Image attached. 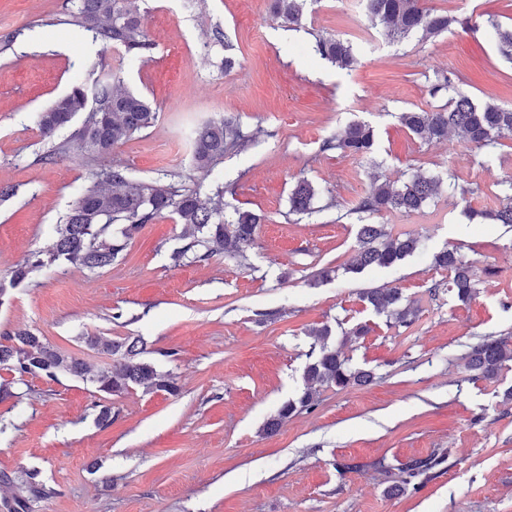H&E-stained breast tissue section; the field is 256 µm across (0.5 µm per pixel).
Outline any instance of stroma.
<instances>
[{
	"instance_id": "1",
	"label": "stroma",
	"mask_w": 512,
	"mask_h": 512,
	"mask_svg": "<svg viewBox=\"0 0 512 512\" xmlns=\"http://www.w3.org/2000/svg\"><path fill=\"white\" fill-rule=\"evenodd\" d=\"M429 8L480 16L461 30L399 44L375 37L361 0H318L305 29L289 31L270 0H145L152 49L122 63L120 51L69 21V0H0V278L49 252L55 227L95 172L120 166L135 181L168 183L265 217L246 259L216 255L174 264L182 227L164 214L131 239L123 259L91 272L67 262L38 270L0 298V335L28 331L91 364L87 335L144 339L147 358L171 372L178 394L103 397L62 376L27 377L0 400V512L17 483L38 470L50 493L30 512H512V365L498 380L469 381L463 355L488 336H512V229L470 220L467 208L495 209L512 178L505 162L449 138L426 144L398 115L428 108L427 79L453 71L476 101L512 103V62L486 24H512V0H426ZM222 28L227 43L214 40ZM348 38L360 63L337 70L312 49L316 36ZM235 66L225 70V56ZM119 73L159 112L153 127L97 155L69 144L55 162L35 116L78 81ZM234 117L247 148L197 169L190 126ZM371 123L373 156L322 151L352 121ZM415 168L442 177L441 195L423 211L385 214L380 223L422 239L424 248L386 270L349 272L357 248L348 211L372 175L396 180ZM321 190L312 216L289 212L299 177ZM476 187L468 199L452 182ZM462 245L482 286L461 304L432 268L433 252ZM331 269L327 280L311 276ZM401 289L417 309L409 328L391 325L362 299L370 288ZM363 323L365 336H348ZM329 325V346L372 369L366 386L320 388L313 410L269 434L265 423L303 388L310 328ZM112 407L98 423L97 406ZM444 455L434 477L402 490L405 463Z\"/></svg>"
}]
</instances>
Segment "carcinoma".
I'll use <instances>...</instances> for the list:
<instances>
[{
    "mask_svg": "<svg viewBox=\"0 0 512 512\" xmlns=\"http://www.w3.org/2000/svg\"><path fill=\"white\" fill-rule=\"evenodd\" d=\"M140 0H71L75 11L70 14L74 25L81 27L107 45L122 47L129 59L143 57L151 50L143 26ZM317 0H271L273 14L286 27L298 29L309 8ZM372 26L378 27L390 43L420 34L423 39L448 32L460 26L468 31L478 25L459 19L444 11L424 7L423 0H362ZM496 30L500 50L506 58L512 57V27L492 24ZM316 52L341 71L356 69L359 58L349 40L336 37H316ZM454 87L446 73L435 75L429 87L432 98L442 97ZM85 117L78 127H72L74 117ZM158 112L139 93L120 87L114 74L98 76L92 83H75L70 91L49 109L36 116L42 136L52 139L59 131L69 130V140L84 150L107 154L112 148L151 127ZM399 122L416 138L432 144L448 140L454 134L465 145L486 152L488 160H495L489 150L501 138H512V104L494 99L477 102L458 93L429 109H414L398 114ZM240 123L232 117L213 119L198 125L189 141L191 158L199 169L209 167L224 157V152L246 143ZM376 146L373 127L365 122H351L323 142L322 149L336 150L353 156H368ZM442 178L419 170L403 174L400 182L381 180L373 176L369 192L352 208L357 215V252L350 270L390 268L423 248L420 238L413 235L387 232L385 225L371 219L384 213L409 216L423 209L439 192ZM319 194L318 186L310 179L300 178L289 196V212L311 214ZM224 187L215 185L213 196L202 199L197 190L174 183L134 182L125 169L113 167L93 175V181L78 198L72 210L57 226V240L49 253L9 273V285L16 288L25 283L37 268L51 266L59 261L88 269L92 272L109 267L126 250L134 233L144 224L167 212L177 215L184 224L182 239L186 244L174 254L178 261L187 254L203 261L227 253L244 258L254 245L263 217L251 210L235 209L231 216L223 214L221 199ZM469 218H481L494 224L512 228V194L507 202L494 211H469ZM432 266L448 271V291L463 304L478 293L481 280L461 248L444 249L433 255ZM374 311L386 314L395 324L409 327L416 311L402 305L398 288H371L363 295ZM331 330L313 327L308 336L313 339L312 360L305 367L304 388L298 396L286 402L277 416L266 424V430H276L282 420L316 405V389L336 387L346 389L373 381L372 371L355 367L350 358L328 345ZM89 349L112 356L110 363L93 368L85 359L67 354L42 336L23 332L6 336L0 342V367L17 374V381L25 376L44 374L50 378L66 375L90 382L96 391L107 396L122 395L140 388L145 392L179 391L170 372L157 369L144 358L145 343L132 340H114L106 336H86ZM466 369L471 378L493 380L512 361V340L504 337H486L470 347L465 355ZM445 461V456L431 455L414 459L403 466V486L418 488L432 478L433 471ZM37 474L29 473L22 482L25 494L14 498L13 512H29L30 502L47 494L36 482Z\"/></svg>",
    "mask_w": 512,
    "mask_h": 512,
    "instance_id": "carcinoma-1",
    "label": "carcinoma"
}]
</instances>
